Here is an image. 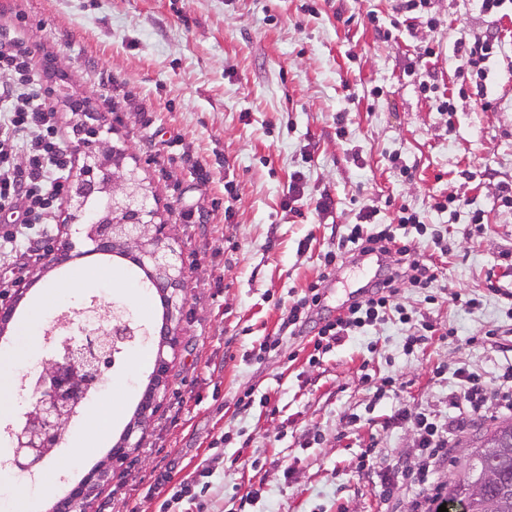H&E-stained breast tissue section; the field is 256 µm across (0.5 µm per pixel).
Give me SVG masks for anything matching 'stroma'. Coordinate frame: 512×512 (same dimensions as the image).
I'll use <instances>...</instances> for the list:
<instances>
[{"mask_svg":"<svg viewBox=\"0 0 512 512\" xmlns=\"http://www.w3.org/2000/svg\"><path fill=\"white\" fill-rule=\"evenodd\" d=\"M393 0H0V40L29 53L32 73L50 88L64 142L74 141L73 99L88 100L101 136L127 149L183 259L179 344L160 409L139 446L92 504V512H384L379 473L407 465L412 425H385L395 406L444 411L454 372L487 381L512 365V0L494 17L472 0H433L432 17L392 28ZM498 35L503 48L486 81L482 108L458 71L464 35ZM439 55L424 66L453 94L439 111L407 71L422 43ZM56 70H48V62ZM346 130L336 131L337 114ZM304 191L282 201L294 174ZM333 212L316 211L321 193ZM452 199L457 209L436 210ZM380 224L399 207L424 216L427 231L407 228L412 251L432 257L444 291L427 303L398 286L395 303L435 334L408 352L407 326L386 321L318 356L312 339L336 317L335 281H321L333 250L362 206ZM484 214L482 231L469 222ZM184 210L193 219L181 218ZM68 234L83 259L39 281L41 259H0V291L24 289L10 332L23 350L8 375L12 412L0 414V467L14 452L30 399L20 386L52 355L46 344L63 314L90 304L125 311L142 333L114 356L102 382L52 456L60 466L53 496L29 484V512H47L103 461L131 420L156 353L153 332L164 309L125 259L91 254L81 220L59 207L53 236ZM440 234L434 245L432 234ZM111 266L109 282L95 278ZM80 288L66 287L70 273ZM321 282V304L279 352L259 344L278 329L281 310ZM52 305L28 335L24 319L48 287ZM478 298L479 306L465 302ZM392 378L397 394L377 396ZM250 406H243V398ZM112 417L102 442L84 438L100 414ZM494 419L474 423L438 478L458 480L472 448ZM377 454L369 464L367 447ZM83 460L70 466L75 450Z\"/></svg>","mask_w":512,"mask_h":512,"instance_id":"1","label":"stroma"}]
</instances>
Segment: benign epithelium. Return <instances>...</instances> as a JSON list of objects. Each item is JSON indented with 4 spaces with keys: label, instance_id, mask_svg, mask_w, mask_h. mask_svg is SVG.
I'll list each match as a JSON object with an SVG mask.
<instances>
[{
    "label": "benign epithelium",
    "instance_id": "7a95c632",
    "mask_svg": "<svg viewBox=\"0 0 512 512\" xmlns=\"http://www.w3.org/2000/svg\"><path fill=\"white\" fill-rule=\"evenodd\" d=\"M73 151L84 154L87 161L73 179L67 207L82 215L93 194L107 193L109 213L96 225L91 236L93 252L136 258L152 275L151 284L164 301L165 317L157 330V352L150 386L133 420L110 448L105 461L67 495L54 500L50 512H90L95 498L112 480V474L122 468L138 447L137 433L160 407V394L170 368L168 352L179 342V295L183 288L180 256L166 242V225L156 221V213L145 206L146 188L135 191L126 188L137 180L136 171L125 163L128 152L100 138L99 125L88 120L79 125V137ZM79 257L80 254L73 253L69 239H60L46 249L42 272L48 273ZM23 296L24 289L17 288L12 298L0 301L1 336L7 332L16 305ZM98 319L97 308L87 307L76 311L75 317L61 321L60 328L65 333L79 329L87 337L83 342L46 338V342L54 344L53 358L35 380L21 386L23 390H31L34 402L23 414L21 427L12 431L15 441L12 465L18 470L33 473L55 452L64 440L68 426L79 415L83 402L103 379L112 355L136 335L137 329L121 314H114L106 328L97 325Z\"/></svg>",
    "mask_w": 512,
    "mask_h": 512
}]
</instances>
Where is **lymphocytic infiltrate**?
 I'll list each match as a JSON object with an SVG mask.
<instances>
[{
  "label": "lymphocytic infiltrate",
  "mask_w": 512,
  "mask_h": 512,
  "mask_svg": "<svg viewBox=\"0 0 512 512\" xmlns=\"http://www.w3.org/2000/svg\"><path fill=\"white\" fill-rule=\"evenodd\" d=\"M501 49L497 37L469 39L460 37L455 46L458 56L466 59L476 92H483L487 64ZM46 92L30 70L26 53L10 42L0 41V253L32 248L52 230L51 219L61 205L73 167L72 157L58 133L56 113L45 101ZM24 154V166L14 158ZM376 211L361 208L358 224L339 241L336 250L324 257V277L335 276L337 269L352 261L360 248L371 244L384 256L382 278L368 295L349 306L345 314L327 322L314 338L316 350L331 351L354 333L386 319L409 323L410 315L394 302L397 284L408 281L425 290L428 301H435L439 285L432 264L404 245L401 229L423 230V217L409 208H400L396 224L372 229ZM320 283H312L307 293L284 308L277 335L266 337L260 352L278 351L285 336L295 335L305 324L312 306L321 299ZM457 390L448 395V419L424 409L398 407L387 423L412 424L416 430V470L411 475L413 494L411 512H432V505L443 495V485L435 477L439 465L448 459L451 441L487 412L495 416L512 414V366L499 375L497 382L458 369Z\"/></svg>",
  "instance_id": "lymphocytic-infiltrate-1"
}]
</instances>
